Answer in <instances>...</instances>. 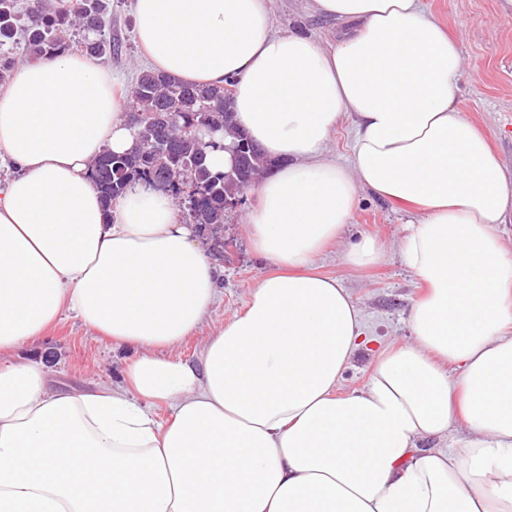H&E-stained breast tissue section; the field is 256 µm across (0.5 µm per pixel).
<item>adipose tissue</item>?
<instances>
[{"label":"adipose tissue","instance_id":"adipose-tissue-1","mask_svg":"<svg viewBox=\"0 0 512 512\" xmlns=\"http://www.w3.org/2000/svg\"><path fill=\"white\" fill-rule=\"evenodd\" d=\"M312 9L340 23L331 45L275 31L265 0H133L151 69L232 84L272 164L244 223L275 270L196 363L170 354L219 295L194 225L141 181L104 207L90 177L136 143L112 73L68 52L0 89V512H512V170L458 108L460 45L420 0ZM363 189L415 206L399 250L424 292L412 342L341 394L362 313L314 264ZM66 308L135 347L123 385L58 391L19 357ZM354 139V126L352 119L345 117L336 128L329 143V149L336 155V161L342 165H348Z\"/></svg>","mask_w":512,"mask_h":512}]
</instances>
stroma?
Instances as JSON below:
<instances>
[{
    "instance_id": "1",
    "label": "stroma",
    "mask_w": 512,
    "mask_h": 512,
    "mask_svg": "<svg viewBox=\"0 0 512 512\" xmlns=\"http://www.w3.org/2000/svg\"><path fill=\"white\" fill-rule=\"evenodd\" d=\"M422 4L460 44L464 73L456 91L459 109L487 134L503 164L512 168V17L500 14L497 0H422ZM267 5L276 30L310 35L325 43L339 31L335 20L311 10L309 0H267ZM110 24L113 50L107 66L128 92L148 67L136 45L132 0H112ZM254 202L253 190H245L243 207L224 226L223 243L211 238L204 242L218 266L223 292L200 329L176 348V355L184 360L199 361L210 333L243 308L256 280L273 269L254 251L243 225L245 209ZM414 217L409 205L361 192L352 224L318 260L320 270L336 277L361 309L370 339L368 346L353 354L341 392L367 384L377 347L412 339L408 316L420 290L416 276L402 261L398 243ZM363 234L382 243L384 258L377 266L357 269L348 266L343 256ZM19 354L41 362L54 388L93 390L121 384L132 351L65 311L54 327Z\"/></svg>"
}]
</instances>
